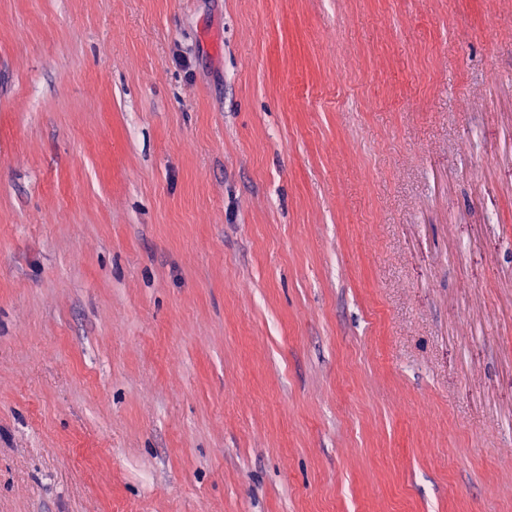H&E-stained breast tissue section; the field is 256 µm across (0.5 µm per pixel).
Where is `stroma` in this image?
Listing matches in <instances>:
<instances>
[{"mask_svg": "<svg viewBox=\"0 0 512 512\" xmlns=\"http://www.w3.org/2000/svg\"><path fill=\"white\" fill-rule=\"evenodd\" d=\"M0 512H512V0H0Z\"/></svg>", "mask_w": 512, "mask_h": 512, "instance_id": "obj_1", "label": "stroma"}]
</instances>
